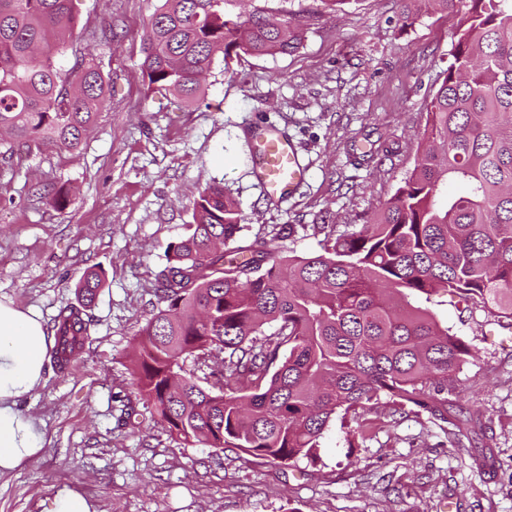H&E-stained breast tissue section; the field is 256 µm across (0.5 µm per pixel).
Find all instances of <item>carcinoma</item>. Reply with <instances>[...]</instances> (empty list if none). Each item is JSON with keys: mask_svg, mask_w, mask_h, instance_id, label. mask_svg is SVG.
<instances>
[{"mask_svg": "<svg viewBox=\"0 0 512 512\" xmlns=\"http://www.w3.org/2000/svg\"><path fill=\"white\" fill-rule=\"evenodd\" d=\"M243 0H161L144 39L148 87L185 103L220 53L294 52L306 25ZM461 15L454 61L433 94L414 168L371 222L324 225L321 251L242 239L221 183L194 202L189 233L156 275L157 311L132 356L138 395L186 443L240 448L269 464L317 456L332 421L381 400L448 422L469 345L427 306L446 295L512 319V0H431ZM71 0H0V159L51 143L74 153L105 96L94 56L50 57L73 37ZM457 183L456 195L442 192ZM105 282L86 271L53 319L60 374L91 343ZM191 356L214 391L184 368Z\"/></svg>", "mask_w": 512, "mask_h": 512, "instance_id": "cac0c4a2", "label": "carcinoma"}]
</instances>
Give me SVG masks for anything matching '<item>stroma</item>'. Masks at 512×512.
<instances>
[{"instance_id": "35a3bbf8", "label": "stroma", "mask_w": 512, "mask_h": 512, "mask_svg": "<svg viewBox=\"0 0 512 512\" xmlns=\"http://www.w3.org/2000/svg\"><path fill=\"white\" fill-rule=\"evenodd\" d=\"M159 4L73 0L74 46L92 51L107 85L96 124L77 153L47 145L0 163V301L48 324L75 302L87 269L106 276L89 312L91 344L67 375L45 365L19 403L43 448L0 473V512H50L65 486L96 512H512V320L461 302L435 307L472 347L446 426L382 403L364 415L367 438L338 419L318 461L274 466L184 444L154 421L130 360L198 190L223 183L245 239L295 225L284 246L298 255L320 251L319 225L367 223L414 167L460 23L429 10L405 26L398 0H349L290 54L215 58L201 99L187 106L142 78V40ZM259 119L287 134L307 166L291 198H267L253 176L248 125ZM61 184L72 201L58 210L44 194Z\"/></svg>"}]
</instances>
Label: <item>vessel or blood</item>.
<instances>
[{"instance_id":"1","label":"vessel or blood","mask_w":512,"mask_h":512,"mask_svg":"<svg viewBox=\"0 0 512 512\" xmlns=\"http://www.w3.org/2000/svg\"><path fill=\"white\" fill-rule=\"evenodd\" d=\"M251 134L257 183L269 198L280 200L292 196L304 183L307 173L294 143L277 128L259 122L252 124Z\"/></svg>"}]
</instances>
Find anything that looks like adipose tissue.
<instances>
[{
  "label": "adipose tissue",
  "instance_id": "obj_1",
  "mask_svg": "<svg viewBox=\"0 0 512 512\" xmlns=\"http://www.w3.org/2000/svg\"><path fill=\"white\" fill-rule=\"evenodd\" d=\"M52 344L37 314L0 302V473L18 468L42 448L39 432L18 404L40 385Z\"/></svg>",
  "mask_w": 512,
  "mask_h": 512
}]
</instances>
